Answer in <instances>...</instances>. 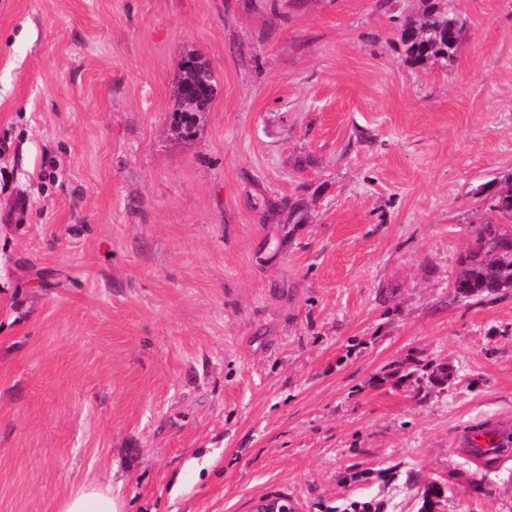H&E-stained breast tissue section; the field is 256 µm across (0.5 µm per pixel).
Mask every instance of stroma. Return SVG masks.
Instances as JSON below:
<instances>
[{"label":"stroma","mask_w":512,"mask_h":512,"mask_svg":"<svg viewBox=\"0 0 512 512\" xmlns=\"http://www.w3.org/2000/svg\"><path fill=\"white\" fill-rule=\"evenodd\" d=\"M0 0V512H512V290L452 288L512 175V0ZM219 84L170 132L189 51ZM304 211L290 216L295 202ZM415 16L405 18L402 27L413 31V36H402V46L409 61L427 63L441 60L451 65L462 46L464 21L456 7V0H419ZM455 443L468 457L484 461L512 445L510 419H496L489 423L469 425L460 430ZM57 512H124L111 481L85 480L58 505ZM299 507L288 496L267 494L257 499L250 512H298Z\"/></svg>","instance_id":"1"}]
</instances>
